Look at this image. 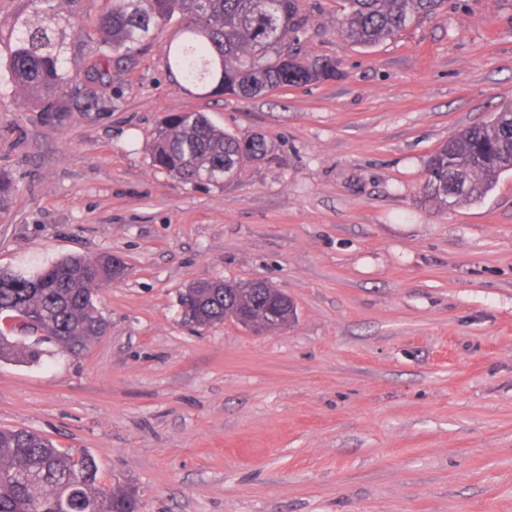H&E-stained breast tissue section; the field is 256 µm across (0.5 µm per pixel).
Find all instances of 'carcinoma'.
<instances>
[{"label": "carcinoma", "mask_w": 512, "mask_h": 512, "mask_svg": "<svg viewBox=\"0 0 512 512\" xmlns=\"http://www.w3.org/2000/svg\"><path fill=\"white\" fill-rule=\"evenodd\" d=\"M98 34L104 46L84 77L63 68L64 31L24 20L7 60L11 81L28 91L39 112H101L112 96L90 88L112 84V63L141 45L153 32L177 18L183 40L169 55L185 80L239 98L273 89L316 83L336 75L329 60H301L308 18L300 0H104ZM446 0H343L341 36L361 47L397 35L420 15L441 11ZM269 153L259 135L239 137L214 125L202 112L166 116L149 144L152 166L189 184L222 186L247 161ZM512 170V104L488 123L460 130L427 162L426 198L460 206L487 194L499 176ZM114 256L66 257L34 271L0 268V317L16 318L26 336L0 331V361L40 359L39 345L57 343L79 353L107 331L96 310L98 287L115 280ZM281 290L266 282L200 281L181 296L184 320L206 327L224 316L247 311L262 323L277 308V328L294 314L281 305ZM88 455L54 447L24 429L0 428V512H51V504L69 497L81 512H136L130 488H103Z\"/></svg>", "instance_id": "carcinoma-1"}]
</instances>
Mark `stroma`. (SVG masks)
Here are the masks:
<instances>
[{
  "mask_svg": "<svg viewBox=\"0 0 512 512\" xmlns=\"http://www.w3.org/2000/svg\"><path fill=\"white\" fill-rule=\"evenodd\" d=\"M303 57L335 78L243 99L180 89L171 21L122 59L112 106L33 111L6 69L33 0H0V267L109 253L108 331L0 362V428L92 456L140 512H512V171L427 201L429 155L512 100V0H447L367 48L342 0H302ZM101 0H55L84 74ZM203 112L271 145L221 186L152 166L161 119ZM266 281L287 327L182 320L199 280Z\"/></svg>",
  "mask_w": 512,
  "mask_h": 512,
  "instance_id": "obj_1",
  "label": "stroma"
}]
</instances>
